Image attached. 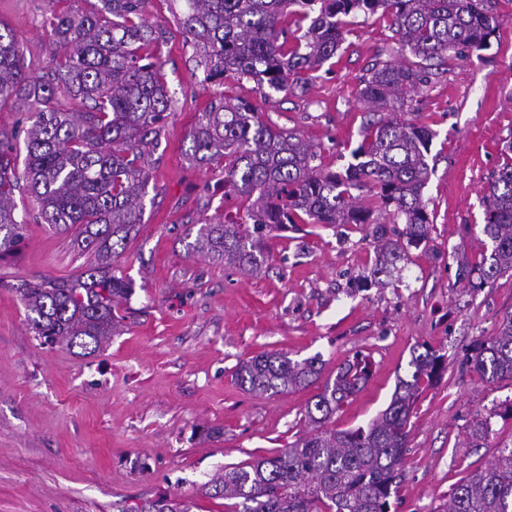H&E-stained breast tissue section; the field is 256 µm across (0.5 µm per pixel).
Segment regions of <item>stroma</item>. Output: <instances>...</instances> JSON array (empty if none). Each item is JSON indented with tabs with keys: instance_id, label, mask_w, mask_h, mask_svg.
Wrapping results in <instances>:
<instances>
[{
	"instance_id": "1",
	"label": "stroma",
	"mask_w": 512,
	"mask_h": 512,
	"mask_svg": "<svg viewBox=\"0 0 512 512\" xmlns=\"http://www.w3.org/2000/svg\"><path fill=\"white\" fill-rule=\"evenodd\" d=\"M46 7L47 0H0V23L39 76L55 66L41 25ZM146 11L159 39L142 53L162 63L178 107L144 155L152 202L111 260L134 286L119 328L88 355L44 343L26 321L17 285L74 278L96 264L72 232L32 221L0 256V512H136L165 495L192 500L193 512H224L201 485L293 442L315 393H250L235 377L240 361L262 352L317 355L332 379L344 360L368 355L372 375L335 421L354 429L387 406L422 343L444 354L445 368L414 405L393 507L446 512L458 482L512 445V381H484L468 365L475 340L495 335L512 313V276L480 289L456 278L457 249L471 263L481 259L480 197L512 137V0H501L487 49L433 61L413 97L412 120L436 133L423 190L434 225L386 288L363 287L373 240L347 224L263 235L267 260L250 275L194 251L185 230L236 215L224 203L220 169L187 154L196 112L219 94L250 101L272 126L311 141L324 168L342 171L370 119L358 100L368 68L400 57L388 21L357 17L307 92L266 100L247 79L206 81L166 0H149Z\"/></svg>"
}]
</instances>
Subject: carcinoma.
<instances>
[{
	"label": "carcinoma",
	"instance_id": "1",
	"mask_svg": "<svg viewBox=\"0 0 512 512\" xmlns=\"http://www.w3.org/2000/svg\"><path fill=\"white\" fill-rule=\"evenodd\" d=\"M48 0L49 35L64 56L46 76L27 72L11 30L0 24V107L27 114L25 157L0 133V254L22 238L27 216L15 213L16 170L24 164L25 189L39 204L42 222L78 226L77 247L98 263L76 279H44L18 289L28 325L50 342L91 353L112 336L123 317L116 304L133 294L132 282L108 262L124 246L146 209L149 172L140 164L158 141L163 120L176 107L162 65L144 62L140 46L156 40L148 25L149 0H99L81 15ZM172 14L208 79L247 78L260 96L308 89L313 73L336 57L358 13L381 14L413 63L377 59L359 100L378 114L404 109L428 83L430 61L451 63L481 49L497 30L498 0H171ZM295 27H290V22ZM309 22L303 26V22ZM84 104L81 112L67 106ZM436 133L422 123L384 116L368 123L342 173L317 164L316 147L295 131L273 127L244 99L221 97L196 113L190 156L217 164L224 191L246 202L237 220L205 223L195 249L246 274L266 255L260 237L290 224H352L369 230L377 260L370 285L385 288L408 259L407 247L427 241L433 219L422 191L430 180ZM508 157L492 172L480 199L484 240L481 262L458 264V281L484 288L512 272V140ZM371 187L372 194L359 195ZM402 224L387 233L383 218ZM444 355L428 344L411 352L409 378H398L388 406L367 427L338 430L332 420L370 377L363 357L340 365L307 403L311 431L278 454L224 469L201 487L224 499V512H391L402 475L408 424L422 385L439 377ZM483 380H512V314L496 335L480 339L469 358ZM319 356L293 360L263 353L243 361L240 386L261 394L313 385ZM140 512H190L176 498ZM448 512H512V446L454 489Z\"/></svg>",
	"mask_w": 512,
	"mask_h": 512
}]
</instances>
